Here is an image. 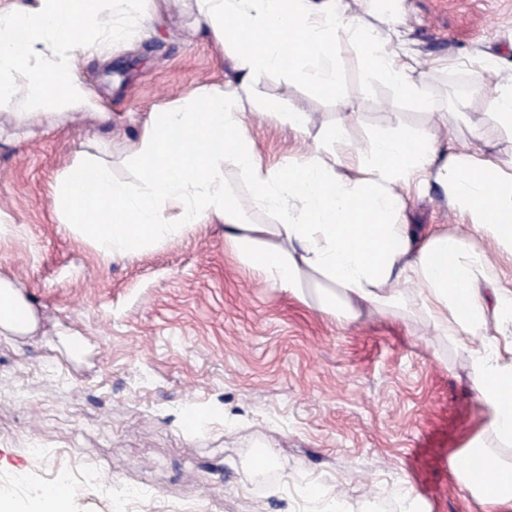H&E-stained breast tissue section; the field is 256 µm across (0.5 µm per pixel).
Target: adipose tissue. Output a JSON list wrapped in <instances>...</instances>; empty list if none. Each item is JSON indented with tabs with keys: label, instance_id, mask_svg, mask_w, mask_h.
Masks as SVG:
<instances>
[{
	"label": "adipose tissue",
	"instance_id": "1",
	"mask_svg": "<svg viewBox=\"0 0 512 512\" xmlns=\"http://www.w3.org/2000/svg\"><path fill=\"white\" fill-rule=\"evenodd\" d=\"M134 0H15L0 12V102L25 106L21 122L61 123L96 104L74 73L75 51L100 54L107 44L144 32ZM198 17L222 45L234 47L238 85L212 88L150 113L134 144L142 186L114 179L96 159L74 164L57 184L54 204L98 251L126 259L216 218L237 256L268 285L301 294L316 283L320 310L353 325L369 314L424 318L435 343L467 355L470 389L485 411L480 430L452 457L451 469L480 512H512V465L495 448L512 447V287L488 253L468 237L435 232L417 238L402 221L411 188L436 178L472 229L512 256V171L465 144L440 150L413 129L390 131L369 146L365 175L338 173L343 127L301 160L264 170L241 118L253 79L286 70L333 93L330 66L337 29L355 27L368 51L365 68L396 99L419 102L404 52L369 24L353 25L335 0H195ZM26 44L8 46L15 30ZM180 137L179 152L168 144ZM232 140L240 173L254 185L255 207L277 224H242L224 181L222 143ZM34 309L0 278V335L33 332ZM495 468L485 479L482 466Z\"/></svg>",
	"mask_w": 512,
	"mask_h": 512
}]
</instances>
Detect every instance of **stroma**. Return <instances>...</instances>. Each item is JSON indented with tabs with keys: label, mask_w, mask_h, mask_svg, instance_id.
Segmentation results:
<instances>
[{
	"label": "stroma",
	"mask_w": 512,
	"mask_h": 512,
	"mask_svg": "<svg viewBox=\"0 0 512 512\" xmlns=\"http://www.w3.org/2000/svg\"><path fill=\"white\" fill-rule=\"evenodd\" d=\"M367 23L387 18L406 61L423 76L422 104L398 103L363 65L351 32L333 37L340 96L281 71L255 80L243 121L266 165L314 150L336 126L349 146L340 172L361 176L375 136L409 127L447 146L449 136L512 166V130L488 108L512 81V0H350ZM150 35L75 66L101 111L58 125L14 118L0 104V277L37 311L28 336L0 335V492L40 496L59 470L106 459L67 512H124L106 498L117 481L153 482L162 502L184 491L211 512H326L318 490L348 512H401L392 489L409 486L427 512H478L456 480L452 454L480 428L484 409L459 350L431 343L417 318L344 326L254 275L224 240V225L194 231L127 259L104 258L66 224L55 186L77 153L138 186L130 155L149 113L237 82L231 51L197 24L193 0H141ZM492 69L476 75L479 63ZM276 116H268L267 106ZM311 123L295 131L282 115ZM227 191L244 224H274L256 208L234 163ZM417 236L461 231L443 186L428 180L404 212ZM83 337L73 355L67 335ZM207 418L183 433L185 403ZM48 450L42 461L34 444Z\"/></svg>",
	"instance_id": "stroma-1"
}]
</instances>
